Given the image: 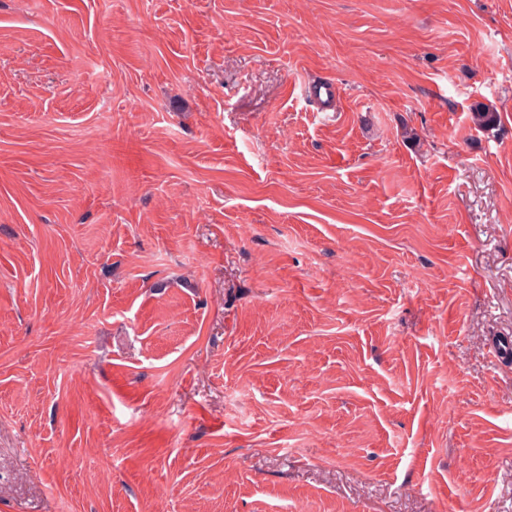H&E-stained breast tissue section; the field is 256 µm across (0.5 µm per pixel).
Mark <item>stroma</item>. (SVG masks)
<instances>
[{"label":"stroma","mask_w":512,"mask_h":512,"mask_svg":"<svg viewBox=\"0 0 512 512\" xmlns=\"http://www.w3.org/2000/svg\"><path fill=\"white\" fill-rule=\"evenodd\" d=\"M507 326L512 0H0V512H512ZM485 347L492 353L497 369L512 370V331L503 329L485 338Z\"/></svg>","instance_id":"stroma-1"}]
</instances>
